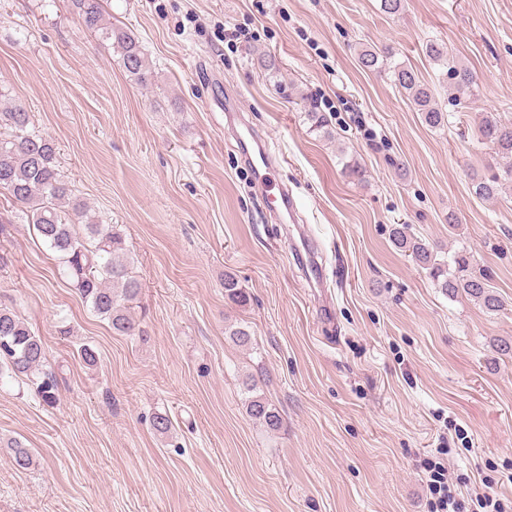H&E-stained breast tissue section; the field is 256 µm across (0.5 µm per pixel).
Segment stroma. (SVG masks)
<instances>
[{
	"mask_svg": "<svg viewBox=\"0 0 512 512\" xmlns=\"http://www.w3.org/2000/svg\"><path fill=\"white\" fill-rule=\"evenodd\" d=\"M103 6L105 24L138 37L151 86L71 0H0V93L32 112L74 194L124 238L143 333H113L0 194V305L59 370L50 403L41 374L0 379V512H434L432 464L460 512L483 491L512 502V355L493 347L512 341V186L492 201L471 192L498 162L479 121L512 120V0H404L395 15L380 0ZM233 30L249 42L224 40ZM431 40L476 74L474 95L455 96ZM369 46L418 72L447 126H427L390 73L360 68ZM229 94L281 156L274 176L301 228L253 188ZM399 224L439 259L467 250L504 308L443 294L394 246ZM302 229L322 266L312 285L293 251ZM228 273L245 304L225 297ZM253 394L279 430L248 417ZM14 438L37 466H13Z\"/></svg>",
	"mask_w": 512,
	"mask_h": 512,
	"instance_id": "35a3bbf8",
	"label": "stroma"
}]
</instances>
